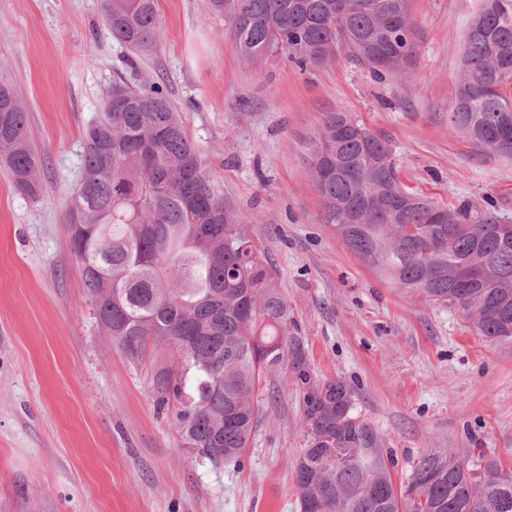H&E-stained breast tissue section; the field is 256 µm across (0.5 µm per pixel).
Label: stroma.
I'll use <instances>...</instances> for the list:
<instances>
[{
  "label": "stroma",
  "instance_id": "35a3bbf8",
  "mask_svg": "<svg viewBox=\"0 0 512 512\" xmlns=\"http://www.w3.org/2000/svg\"><path fill=\"white\" fill-rule=\"evenodd\" d=\"M207 3L161 0L157 45L134 58L101 0H0V75L43 161L35 198L0 164V512H298L290 372H264L241 464L214 463L183 448L176 406L154 390L176 353L151 343L131 360L97 321L67 211L85 128L120 76L165 82L203 173L264 249L314 378L354 388L395 482L426 448H481L512 469V341L380 279L321 223L306 155L323 113H353L388 141L409 191L449 207L491 200L512 224V160L475 153L448 122L478 0H411L421 38L407 83L374 81L344 52L305 72L282 54L246 62Z\"/></svg>",
  "mask_w": 512,
  "mask_h": 512
}]
</instances>
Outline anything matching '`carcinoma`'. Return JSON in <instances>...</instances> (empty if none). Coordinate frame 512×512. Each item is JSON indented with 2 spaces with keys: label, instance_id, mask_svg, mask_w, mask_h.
<instances>
[{
  "label": "carcinoma",
  "instance_id": "1",
  "mask_svg": "<svg viewBox=\"0 0 512 512\" xmlns=\"http://www.w3.org/2000/svg\"><path fill=\"white\" fill-rule=\"evenodd\" d=\"M112 39H157L160 0H103ZM250 62L284 52L303 68L341 51L377 81L409 82L419 34L410 0H209ZM452 126L482 154L512 159V0H480L463 39ZM83 179L67 232L97 319L127 355L170 345L178 369L154 388L179 404L183 447L240 462L263 413V372L286 365L303 395L306 447L294 466L299 512H512V470L483 449L427 448L405 485L393 454L354 413L340 378L314 381L288 302L245 218L203 174L166 85L112 84L85 131ZM322 223L382 280L462 311L491 342L512 340V229L488 206H443L407 191L392 149L349 112L323 113L307 143ZM0 158L40 191L27 110L0 79Z\"/></svg>",
  "mask_w": 512,
  "mask_h": 512
}]
</instances>
